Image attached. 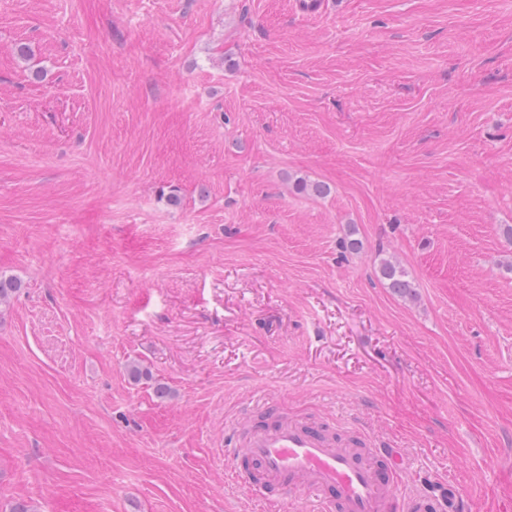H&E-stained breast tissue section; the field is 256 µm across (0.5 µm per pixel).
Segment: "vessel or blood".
I'll use <instances>...</instances> for the list:
<instances>
[{
  "mask_svg": "<svg viewBox=\"0 0 512 512\" xmlns=\"http://www.w3.org/2000/svg\"><path fill=\"white\" fill-rule=\"evenodd\" d=\"M234 481L275 498L306 494L308 512H430L427 493H400L403 467L366 433L345 435L303 420L270 416L237 425L224 450Z\"/></svg>",
  "mask_w": 512,
  "mask_h": 512,
  "instance_id": "obj_1",
  "label": "vessel or blood"
}]
</instances>
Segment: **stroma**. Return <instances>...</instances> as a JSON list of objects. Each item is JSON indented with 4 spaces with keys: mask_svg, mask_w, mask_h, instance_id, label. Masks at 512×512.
<instances>
[{
    "mask_svg": "<svg viewBox=\"0 0 512 512\" xmlns=\"http://www.w3.org/2000/svg\"><path fill=\"white\" fill-rule=\"evenodd\" d=\"M510 224L512 0H0V512H270L261 398L512 512ZM379 270L382 277L388 281L389 288H392L396 294L410 298L414 296V287L406 279V273L399 263L390 259H383L380 262Z\"/></svg>",
    "mask_w": 512,
    "mask_h": 512,
    "instance_id": "obj_1",
    "label": "stroma"
}]
</instances>
